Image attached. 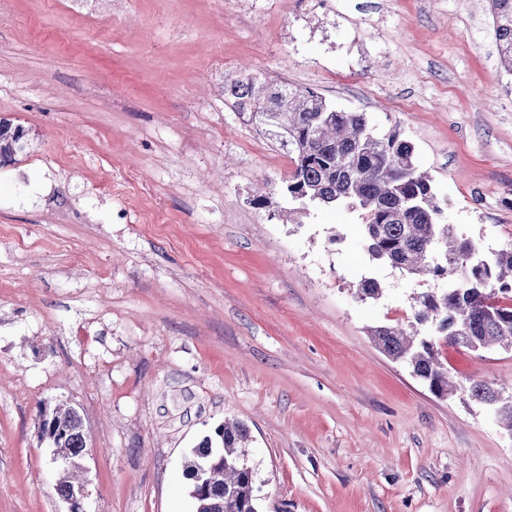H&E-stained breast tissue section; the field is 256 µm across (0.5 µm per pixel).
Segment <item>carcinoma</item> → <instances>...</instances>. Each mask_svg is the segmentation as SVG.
Segmentation results:
<instances>
[{"mask_svg":"<svg viewBox=\"0 0 512 512\" xmlns=\"http://www.w3.org/2000/svg\"><path fill=\"white\" fill-rule=\"evenodd\" d=\"M500 67L512 74V0H488ZM224 101L245 122L272 136L294 155L285 191L300 212L312 205L345 206L359 213L361 236L371 262L414 278L446 284L413 294L409 328L369 329L375 345L406 364L440 398L464 394L512 432V400L485 381H453L438 358L437 343L471 351L512 352V248L482 252L444 217L433 180L415 161L414 144L393 128L375 132L364 112L336 108L322 95L282 81L241 72L224 80ZM24 132L0 119V160L24 149ZM362 301L382 294L377 279L364 277ZM56 437L54 456L64 468L57 485L66 498L78 489L70 470L87 443L82 418L73 408L43 414ZM248 430L226 421L198 444L186 464L190 486L209 463L208 496L196 512H259L247 456Z\"/></svg>","mask_w":512,"mask_h":512,"instance_id":"carcinoma-1","label":"carcinoma"}]
</instances>
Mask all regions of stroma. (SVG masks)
Segmentation results:
<instances>
[{
  "label": "stroma",
  "instance_id": "obj_1",
  "mask_svg": "<svg viewBox=\"0 0 512 512\" xmlns=\"http://www.w3.org/2000/svg\"><path fill=\"white\" fill-rule=\"evenodd\" d=\"M331 3L0 0V118L25 134L0 164V512H68L39 437L58 405L84 423L86 512H195L184 465L228 419L260 512H512V434L369 336L417 282L369 260L356 212L289 214L290 155L224 104L247 71L398 128L448 223L512 247L489 7ZM439 355L512 391V353Z\"/></svg>",
  "mask_w": 512,
  "mask_h": 512
}]
</instances>
